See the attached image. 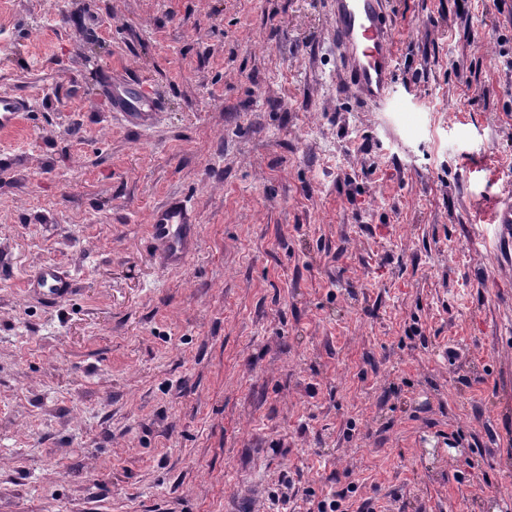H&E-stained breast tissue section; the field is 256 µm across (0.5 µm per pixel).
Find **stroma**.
Here are the masks:
<instances>
[{
  "label": "stroma",
  "mask_w": 512,
  "mask_h": 512,
  "mask_svg": "<svg viewBox=\"0 0 512 512\" xmlns=\"http://www.w3.org/2000/svg\"><path fill=\"white\" fill-rule=\"evenodd\" d=\"M390 14L378 109L329 0H0V91L33 99L0 132V512H512V15ZM90 60L165 111H106ZM504 195L499 206L493 211L492 226L494 233L503 241L512 243V184L507 182L504 186ZM194 224V214L179 200L169 201L152 212L151 235L164 248L170 262L181 263L191 252ZM32 287L47 302H56L71 291V282L56 268H41L32 281Z\"/></svg>",
  "instance_id": "obj_1"
}]
</instances>
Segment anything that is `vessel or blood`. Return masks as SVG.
Returning <instances> with one entry per match:
<instances>
[{
    "label": "vessel or blood",
    "mask_w": 512,
    "mask_h": 512,
    "mask_svg": "<svg viewBox=\"0 0 512 512\" xmlns=\"http://www.w3.org/2000/svg\"><path fill=\"white\" fill-rule=\"evenodd\" d=\"M388 6L389 0H331L330 22L340 51L343 82L364 104L374 107L390 99L396 72ZM88 67L98 72L97 95L109 111L121 113L136 124L164 111V99L145 88L143 78L98 68L93 61ZM32 107L30 96L0 93V130L15 128L20 115ZM504 194L491 223L495 234L511 244V183L505 185ZM195 222L194 214L178 200L152 212L151 235L170 262H183L191 252ZM32 286L48 302L58 301L71 291L70 281L53 267L41 268Z\"/></svg>",
    "instance_id": "obj_1"
}]
</instances>
